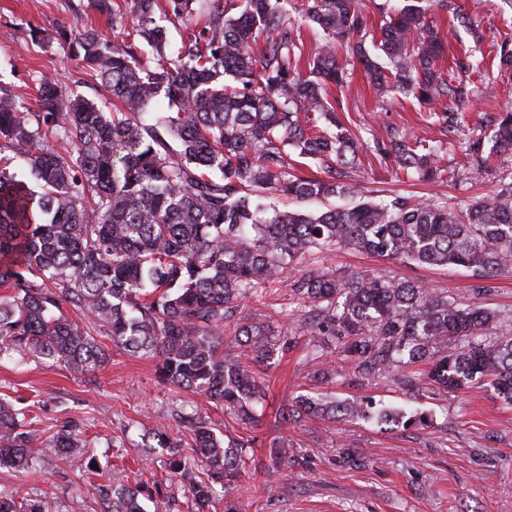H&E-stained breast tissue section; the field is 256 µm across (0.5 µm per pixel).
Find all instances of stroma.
Returning a JSON list of instances; mask_svg holds the SVG:
<instances>
[{"label": "stroma", "instance_id": "1", "mask_svg": "<svg viewBox=\"0 0 512 512\" xmlns=\"http://www.w3.org/2000/svg\"><path fill=\"white\" fill-rule=\"evenodd\" d=\"M479 2V39L459 24L444 23L451 48L474 50L482 65L468 76L473 98L459 114L456 134L441 143L439 178L412 181L392 160L371 156L348 171L349 182L361 185L367 198L400 191L465 203L491 194L500 179L512 177V151L498 154L484 171L469 167L465 156L469 141L490 136L484 114L512 107V67L491 64L500 44L512 42V9L503 0ZM62 28L74 33L93 28L116 43L123 38L111 19L83 0H0V86L21 94L25 107H32L35 79L41 75L59 77L92 102L105 101L100 84L57 42ZM339 100L361 135L380 136L395 126L409 141H439L432 115L441 104L424 109L402 100L381 108L360 68H352ZM322 263L339 271L382 273L461 298L468 297L473 283L470 271L462 268L386 261L351 250L326 253ZM303 354V348H296L267 369L263 414L252 428L225 418L203 395L162 385L152 358L115 349L101 370L78 377L35 358L0 357V397L39 401L38 415L47 426L74 419L88 437L124 436L123 448L108 462L113 478L130 484L150 477L164 480L145 446L159 432L177 437L173 414L190 404L229 434L255 439V462L228 494L239 512H512V407L496 399L487 385L448 394L429 388L415 397L383 385L351 387L338 377L312 378ZM307 393L420 408L432 414L433 424L403 430L312 418L283 425L280 407ZM131 421L135 430L124 432ZM274 441L288 443L291 462L271 464L268 450ZM1 482L45 498L53 512H99L87 479L77 478L52 456L36 476L1 468Z\"/></svg>", "mask_w": 512, "mask_h": 512}]
</instances>
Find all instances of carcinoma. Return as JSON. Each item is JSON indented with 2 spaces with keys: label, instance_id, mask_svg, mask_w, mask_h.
Returning a JSON list of instances; mask_svg holds the SVG:
<instances>
[{
  "label": "carcinoma",
  "instance_id": "carcinoma-1",
  "mask_svg": "<svg viewBox=\"0 0 512 512\" xmlns=\"http://www.w3.org/2000/svg\"><path fill=\"white\" fill-rule=\"evenodd\" d=\"M204 0H89L124 29L117 44L88 30L60 34L88 75L111 95L113 110L36 80L34 111L0 87V154L30 168L35 193L0 169V352L43 359L86 374L105 365L109 347L157 359L160 381L205 395L224 416L255 426L263 378L253 368L310 337L305 366L350 385L375 383L415 395L424 385L460 393L485 381L512 404V330L481 304L492 280L512 273V180L483 198L454 205L393 194L363 197L344 180L360 155L394 158L409 176L437 175V148L411 145L395 127L363 138L329 99L346 83L347 47L382 101L470 102L463 75L478 67L454 58L459 76L436 62L448 47L440 14L480 38V19L456 0H383L379 51L360 39L367 17L359 0H304L302 17L328 37L307 59L287 0H214L204 25L191 27ZM180 22L191 45L167 54L168 24ZM163 112L151 111L158 101ZM323 119L314 125L310 115ZM492 146L468 144L470 163L512 151V112H490ZM325 176L304 175L299 167ZM315 201L317 211L300 204ZM354 250L390 260L472 271L462 301L408 280L336 272L320 255ZM299 307L280 329L244 301L259 297L284 269ZM358 418L379 426H429L413 409L371 399L303 395L280 419ZM180 439L156 434L153 452L186 493L185 512H212L254 462L255 438H228L195 412L176 414ZM34 418L0 399V467L38 474L47 452L70 472L92 475L100 512H172L169 488L112 479L81 424L66 420L49 435ZM96 467H91V464ZM0 512H52L41 498L0 485Z\"/></svg>",
  "mask_w": 512,
  "mask_h": 512
}]
</instances>
